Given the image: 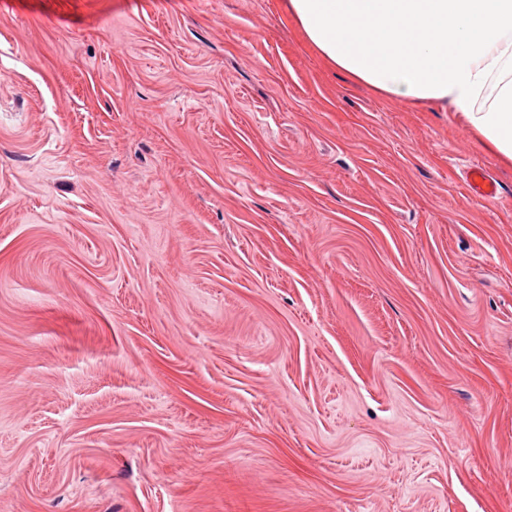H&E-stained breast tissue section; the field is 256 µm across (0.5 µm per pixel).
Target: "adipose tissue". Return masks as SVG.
<instances>
[{
	"label": "adipose tissue",
	"mask_w": 512,
	"mask_h": 512,
	"mask_svg": "<svg viewBox=\"0 0 512 512\" xmlns=\"http://www.w3.org/2000/svg\"><path fill=\"white\" fill-rule=\"evenodd\" d=\"M305 39L379 94L452 107L512 162V0H287Z\"/></svg>",
	"instance_id": "adipose-tissue-1"
}]
</instances>
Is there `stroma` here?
<instances>
[{"mask_svg":"<svg viewBox=\"0 0 512 512\" xmlns=\"http://www.w3.org/2000/svg\"><path fill=\"white\" fill-rule=\"evenodd\" d=\"M0 512H512V164L286 0H0ZM466 180L471 192L476 196L491 199L498 194L496 182L479 166L468 168Z\"/></svg>","mask_w":512,"mask_h":512,"instance_id":"stroma-1","label":"stroma"}]
</instances>
